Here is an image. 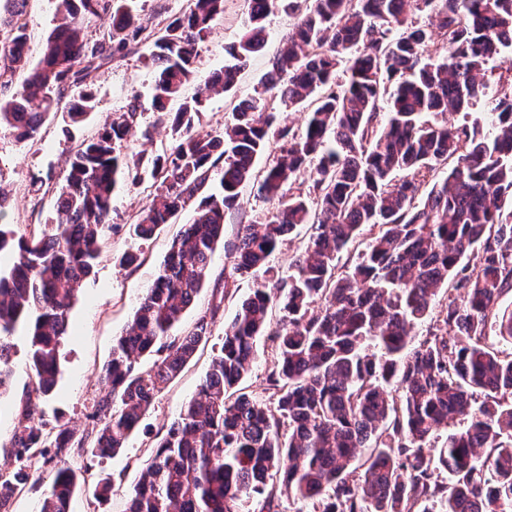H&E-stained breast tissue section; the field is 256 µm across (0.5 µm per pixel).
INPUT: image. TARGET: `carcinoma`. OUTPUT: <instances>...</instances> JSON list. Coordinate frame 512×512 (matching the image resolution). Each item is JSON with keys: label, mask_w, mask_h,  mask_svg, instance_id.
Segmentation results:
<instances>
[{"label": "carcinoma", "mask_w": 512, "mask_h": 512, "mask_svg": "<svg viewBox=\"0 0 512 512\" xmlns=\"http://www.w3.org/2000/svg\"><path fill=\"white\" fill-rule=\"evenodd\" d=\"M282 2L249 0L224 83L204 81L175 113L165 103L194 77L224 0H191L152 34L127 0H58L34 67L22 12L11 11L0 89L18 75L22 93L0 97V127L18 139L35 138L73 86L142 47L154 83L150 102L134 99L79 145L50 223L28 233L0 224V252L13 251L0 266V397L11 388L20 325L32 378L10 438L16 467L0 474V512H13L33 477L25 460L40 448L53 449L57 467L39 512H69L80 476L68 458L118 454L162 387L209 341L222 298L185 334L174 331L251 182L277 202L262 223L238 225L230 245L233 273L255 278L252 294L145 460L128 512H241L249 500L277 512L274 482L314 512H512V353L490 341L512 342V309L497 308L512 292V71L488 76L489 64L512 52V0H291L297 19L256 96L231 109L224 131L198 129L205 101L233 87ZM92 21L108 24L109 37L85 41ZM277 102L306 110V123L287 125ZM93 108L82 90L67 115L79 124ZM149 108L170 124L172 141L151 160L159 183L135 234L150 239L204 198L112 345L94 438L65 424L47 431L38 401L56 385L71 309L100 257L116 190L139 183L146 168L121 148ZM449 112L462 121L448 123ZM272 143L276 160L257 169ZM220 162L219 190L208 194ZM305 183L307 192H294ZM303 224L314 232L288 276L256 279ZM361 239L355 261L338 271L339 256ZM275 306L283 317L274 324ZM260 336L272 342L266 399L241 387ZM458 417L463 426L430 449Z\"/></svg>", "instance_id": "carcinoma-1"}]
</instances>
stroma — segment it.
<instances>
[{
	"label": "stroma",
	"mask_w": 512,
	"mask_h": 512,
	"mask_svg": "<svg viewBox=\"0 0 512 512\" xmlns=\"http://www.w3.org/2000/svg\"><path fill=\"white\" fill-rule=\"evenodd\" d=\"M246 11L247 0H225L223 17L198 48L200 77H208L211 71L223 68L227 49L239 38ZM23 18L27 26L28 56L35 64L56 25L55 0H24ZM290 23L288 9L284 6L267 18L264 48L241 69L230 92L212 95L206 102L202 115L204 130H223L230 116V102L251 98L255 87L269 71V61ZM153 80V71L142 53H131L94 73L90 88L95 107L81 125H70L64 111L60 110L47 116L32 140H17L9 130L0 129V224H12L21 229L29 224L50 222L63 173L78 145L95 137L112 113L123 111L134 98L148 99ZM170 139L168 126L157 123L154 112L147 111L138 117L125 145L128 152L141 153L150 159ZM155 188L154 179L147 173L141 183L124 187L117 194L105 247L94 274L84 282L72 307V330L61 350L56 388L40 404L42 421L47 426L67 423L80 432L100 427L99 421L91 416L93 403L102 392L98 381L100 369L112 351L114 339L121 334L140 297L155 279L173 238L194 215L193 207H186L175 221L161 226L151 239L135 237L132 228ZM273 207V202L258 195L253 184L241 188L234 210L225 218L224 242L214 253L206 285L181 324L182 329H190L198 312L212 303L214 289L228 287L231 296L221 307L212 337L183 372L157 394L119 454L107 460L89 454L71 458L72 467L84 465L90 471L85 485L72 500V512H125L140 464L193 397L223 341L225 323L234 317L242 300L251 293L252 280L232 274L227 245L234 240L238 225L261 221ZM132 251L140 253V262L130 267L120 266V257ZM13 343L12 389L0 399V470L15 466L6 451L16 413L32 388L25 331H17ZM99 474L112 478V495L103 505L93 497V484Z\"/></svg>",
	"instance_id": "35a3bbf8"
}]
</instances>
